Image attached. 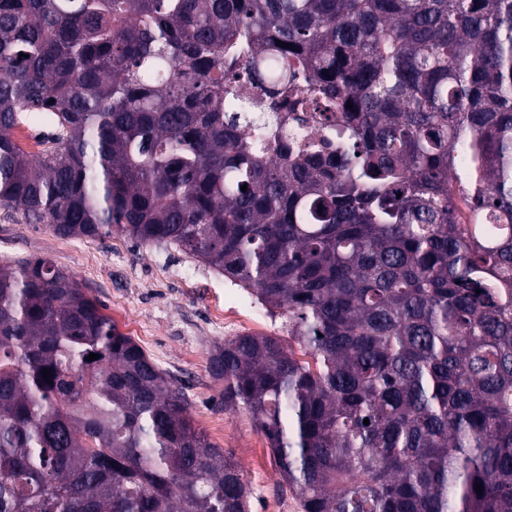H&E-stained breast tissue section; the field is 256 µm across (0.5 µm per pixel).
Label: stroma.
<instances>
[{
  "instance_id": "obj_1",
  "label": "stroma",
  "mask_w": 512,
  "mask_h": 512,
  "mask_svg": "<svg viewBox=\"0 0 512 512\" xmlns=\"http://www.w3.org/2000/svg\"><path fill=\"white\" fill-rule=\"evenodd\" d=\"M47 257L73 272L119 330L131 336L187 401L194 427L242 467L251 512H300L266 437L243 411L225 409L209 374L213 344L238 334L287 337L285 320L222 274L164 243L112 235L62 238L0 208V263Z\"/></svg>"
}]
</instances>
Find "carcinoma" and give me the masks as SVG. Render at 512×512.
Wrapping results in <instances>:
<instances>
[{"mask_svg":"<svg viewBox=\"0 0 512 512\" xmlns=\"http://www.w3.org/2000/svg\"><path fill=\"white\" fill-rule=\"evenodd\" d=\"M279 97L333 140L288 144ZM0 207L286 316L208 370L301 512H512V0H0ZM0 512H250L47 258L0 265Z\"/></svg>","mask_w":512,"mask_h":512,"instance_id":"1","label":"carcinoma"}]
</instances>
